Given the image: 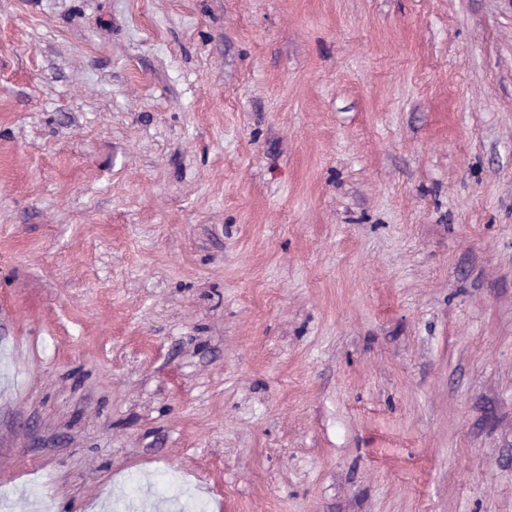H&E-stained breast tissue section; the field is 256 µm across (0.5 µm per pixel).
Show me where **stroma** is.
Returning a JSON list of instances; mask_svg holds the SVG:
<instances>
[{
	"mask_svg": "<svg viewBox=\"0 0 512 512\" xmlns=\"http://www.w3.org/2000/svg\"><path fill=\"white\" fill-rule=\"evenodd\" d=\"M189 499L512 512V0H0V512Z\"/></svg>",
	"mask_w": 512,
	"mask_h": 512,
	"instance_id": "1",
	"label": "stroma"
}]
</instances>
